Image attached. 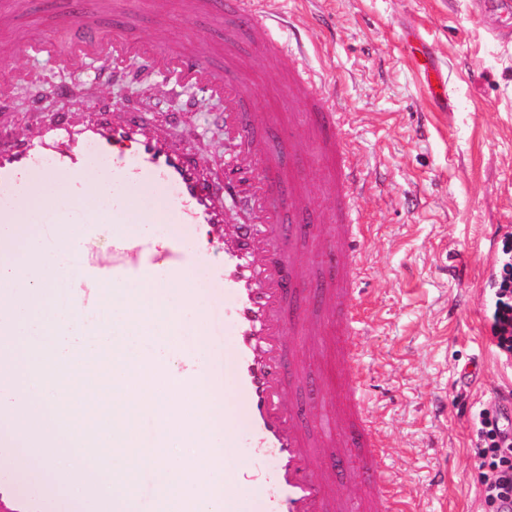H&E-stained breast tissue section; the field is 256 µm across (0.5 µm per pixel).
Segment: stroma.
<instances>
[{
	"label": "stroma",
	"instance_id": "obj_1",
	"mask_svg": "<svg viewBox=\"0 0 512 512\" xmlns=\"http://www.w3.org/2000/svg\"><path fill=\"white\" fill-rule=\"evenodd\" d=\"M66 0H33L18 28L59 41ZM281 22L280 41L299 38L304 66L318 93L332 97L353 145L352 162L365 183L356 205L369 226L361 256L363 298L372 311L353 350H334L331 364L348 371L359 359L367 377L365 406L387 436L384 474L419 512H489L480 495L473 450L480 415L512 394V364L491 347L483 295L499 258L501 235L512 234V27L499 23L484 0H269ZM132 17V40L210 43L213 68L224 67V43L234 41L257 85L248 107L280 113L302 125L306 107L288 101L266 63L250 51L246 32L218 17L187 18L181 0H168L165 20L153 0H119L103 15ZM13 32L0 28V83L8 84L16 131L28 132L53 111L89 105L101 89L126 101L146 124L205 162L208 177L224 178L222 95L205 99L151 67L89 58L60 69L42 56L2 51ZM447 74L432 98L425 72ZM65 92L57 105L53 85ZM313 214L335 211L337 199L314 144L289 154ZM287 335L284 355L307 373L308 387L284 397L287 410L318 423L310 410L335 411V386ZM444 483H434V473Z\"/></svg>",
	"mask_w": 512,
	"mask_h": 512
}]
</instances>
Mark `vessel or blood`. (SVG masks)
Instances as JSON below:
<instances>
[{"label":"vessel or blood","instance_id":"b4317fda","mask_svg":"<svg viewBox=\"0 0 512 512\" xmlns=\"http://www.w3.org/2000/svg\"><path fill=\"white\" fill-rule=\"evenodd\" d=\"M71 8L73 54L118 49L129 60L219 88L224 93V130L251 156L247 164L226 167L224 182L217 185L203 177V161L150 131L137 112L118 120L100 113L84 123L62 112L30 136L0 129V224L14 223L19 201L36 172L62 177L71 199L70 204L48 209L39 218L43 248L55 255L69 281L58 308L88 316L103 310V283L127 288L177 282L201 267L212 272L211 287L194 289L193 294L208 306L206 325L196 332L197 342L214 346L215 351L203 366L185 360L177 382L192 389L230 376L233 401L223 412L203 410L194 418L201 427L223 423L224 436L219 446L199 445L193 464L195 481L181 512H198L205 500L222 502L223 512H246L248 495L258 485L265 491L263 512H415L398 500L393 484L384 478L382 445L363 424L362 374L338 379L347 405L336 418L322 417L316 432L306 430L279 405L280 393L299 375L283 370L274 354V337L296 332L317 353L324 330L309 314L291 322L285 319L290 288L315 287L319 302L335 313L343 331L354 336L365 331L368 314L360 294L359 261L367 238L358 211L333 215L329 235L321 243L320 260L335 262L338 274L332 280L315 279L298 248L300 227L284 224L281 217L285 211L303 215L308 199L296 193L277 206L269 204L276 193L275 176L283 171L282 159L258 128L274 123L276 117L246 114L243 101L251 95L253 83L237 61L234 43H225L226 69L218 74L206 63L205 46L189 51L172 44L161 50L152 42L130 41L120 31L105 36L82 0H72ZM223 11L225 23L247 30L256 50L272 63L293 56V49L273 35L274 13L255 10L253 0H224ZM11 52L52 57L56 48L50 40L29 36L15 40ZM283 88L315 113L322 133L320 149L332 164L337 194L357 198L363 191L361 180L345 164L338 137L328 133L336 125L335 111L316 95L306 74H289ZM93 153L107 162L112 174V201L105 206L84 198L87 161ZM148 183L165 191V216L143 208L141 191ZM228 199L243 202L254 213L253 223L238 226L231 237L224 231ZM160 222L178 225L179 230L137 237L122 230L126 224ZM105 224L112 227L107 238L112 254L108 265L100 263L89 248ZM69 225L79 228L83 243L57 250L59 231ZM201 228L209 234L211 249L206 255L186 244ZM322 451L329 452L331 464L317 484L309 477V463ZM355 456L360 459L363 493L334 492ZM218 469L224 472L220 484L213 478ZM0 512H80V508L64 509L47 495L21 491L6 476L0 477Z\"/></svg>","mask_w":512,"mask_h":512}]
</instances>
